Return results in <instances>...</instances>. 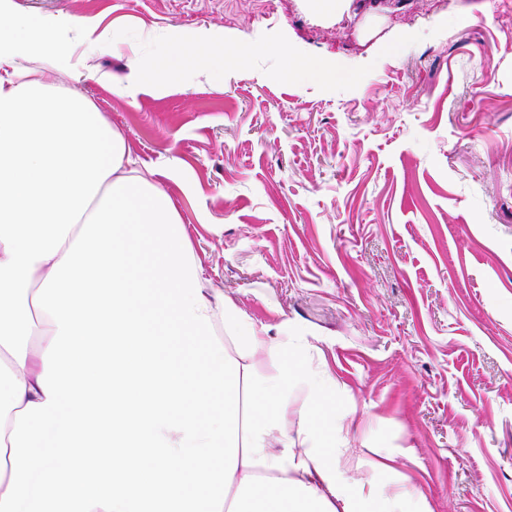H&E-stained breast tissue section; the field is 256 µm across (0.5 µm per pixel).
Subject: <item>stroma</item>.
<instances>
[{
  "label": "stroma",
  "mask_w": 512,
  "mask_h": 512,
  "mask_svg": "<svg viewBox=\"0 0 512 512\" xmlns=\"http://www.w3.org/2000/svg\"><path fill=\"white\" fill-rule=\"evenodd\" d=\"M382 42L304 0H12L75 42L80 90L153 165L211 298L308 337L339 390L348 477L431 512H512V0H385ZM223 34L185 61L170 39ZM292 48L316 78H279ZM154 51L163 90L129 80ZM123 81L127 91L113 92ZM50 25L54 28H72L75 38L79 40L96 41L102 43H119L123 38V32L114 30L112 27H106L99 30L95 24L81 22L74 25L66 20L53 19ZM245 51L250 54H259V53H268V52H278L285 56L286 58V66L285 68L278 74L279 78H292L297 71H301L304 73L314 72L319 70L317 65L314 62L307 61L305 62L300 69H293L292 62V53L290 50H286L284 48L276 47L269 44H256L245 48Z\"/></svg>",
  "instance_id": "35a3bbf8"
}]
</instances>
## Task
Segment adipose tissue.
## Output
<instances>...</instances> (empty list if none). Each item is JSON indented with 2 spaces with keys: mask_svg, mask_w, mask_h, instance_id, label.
<instances>
[{
  "mask_svg": "<svg viewBox=\"0 0 512 512\" xmlns=\"http://www.w3.org/2000/svg\"><path fill=\"white\" fill-rule=\"evenodd\" d=\"M71 56L0 0V512H430L341 479L334 378L208 298L154 169L49 83Z\"/></svg>",
  "mask_w": 512,
  "mask_h": 512,
  "instance_id": "1",
  "label": "adipose tissue"
}]
</instances>
